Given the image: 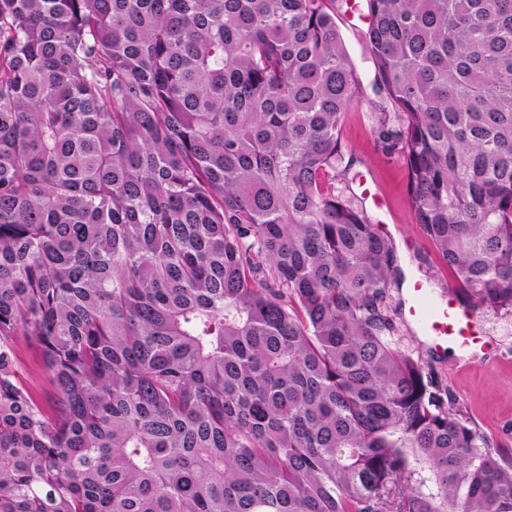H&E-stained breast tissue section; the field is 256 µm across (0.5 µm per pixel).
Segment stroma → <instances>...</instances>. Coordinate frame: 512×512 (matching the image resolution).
<instances>
[{
  "instance_id": "1",
  "label": "stroma",
  "mask_w": 512,
  "mask_h": 512,
  "mask_svg": "<svg viewBox=\"0 0 512 512\" xmlns=\"http://www.w3.org/2000/svg\"><path fill=\"white\" fill-rule=\"evenodd\" d=\"M336 21L359 81L367 90L366 96L346 113L342 124L344 152L353 161L351 174L372 178L377 192L383 196L384 210L372 211L371 216L394 241L404 277H419L438 291L454 286L453 276L415 222L403 159L384 154L374 142L376 97L370 87L375 79V66L363 38L365 26L342 11ZM476 318L490 349L480 359L463 366L458 365L452 353L429 352L407 317L399 319L398 338L403 350L419 358L447 386L449 399L471 427L500 455L506 456L512 454V313L480 309ZM15 353L20 381L41 402H48L53 386L34 346L25 338H18Z\"/></svg>"
}]
</instances>
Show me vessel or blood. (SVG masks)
Listing matches in <instances>:
<instances>
[{
	"mask_svg": "<svg viewBox=\"0 0 512 512\" xmlns=\"http://www.w3.org/2000/svg\"><path fill=\"white\" fill-rule=\"evenodd\" d=\"M404 306L423 334L429 351L450 347L462 361L474 360L480 340L473 334V311L458 301L455 292L437 293L415 279Z\"/></svg>",
	"mask_w": 512,
	"mask_h": 512,
	"instance_id": "1",
	"label": "vessel or blood"
}]
</instances>
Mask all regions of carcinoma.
Returning a JSON list of instances; mask_svg holds the SVG:
<instances>
[{
  "label": "carcinoma",
  "instance_id": "cac0c4a2",
  "mask_svg": "<svg viewBox=\"0 0 512 512\" xmlns=\"http://www.w3.org/2000/svg\"><path fill=\"white\" fill-rule=\"evenodd\" d=\"M333 2L0 0V512H512L336 183ZM366 7L375 142L460 300L512 312V0ZM15 353L20 381L47 406L54 389L47 373L40 364L34 346L20 336L15 340Z\"/></svg>",
  "mask_w": 512,
  "mask_h": 512
}]
</instances>
